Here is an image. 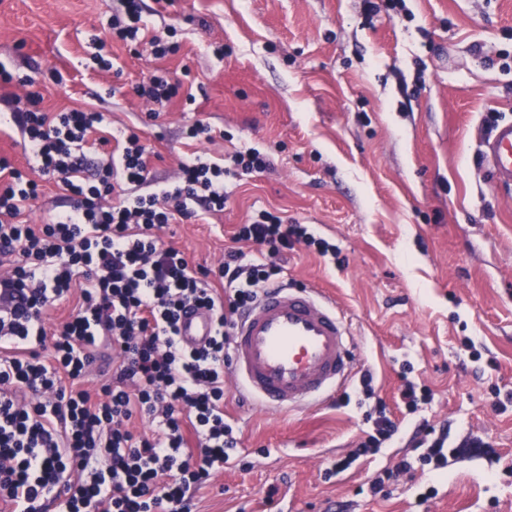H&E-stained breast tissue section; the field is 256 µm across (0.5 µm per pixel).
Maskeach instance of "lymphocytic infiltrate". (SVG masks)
Here are the masks:
<instances>
[{
	"instance_id": "1",
	"label": "lymphocytic infiltrate",
	"mask_w": 512,
	"mask_h": 512,
	"mask_svg": "<svg viewBox=\"0 0 512 512\" xmlns=\"http://www.w3.org/2000/svg\"><path fill=\"white\" fill-rule=\"evenodd\" d=\"M113 40L172 53L150 33L144 0H116ZM182 85L155 69L134 87L158 118ZM39 93L13 120L27 170L0 157V501L13 512H192L196 492L223 470L238 445L224 411V366L238 311L278 284L281 261L297 244L325 256L336 248L307 225L268 211L240 225L236 248L213 270H193L162 238L171 224L224 208V167L192 153L173 181L155 183L149 151L134 129L90 142L100 112H47ZM60 184L67 209H47L41 223L24 220L40 196L28 170ZM264 247L248 259L244 245ZM74 306L53 329L45 316L60 302ZM207 309L211 339L184 348L179 321ZM112 350V376L97 393L82 381L101 347ZM140 419L152 427L141 434ZM419 453L399 460L370 484L384 492L394 475L447 463V430L422 424Z\"/></svg>"
}]
</instances>
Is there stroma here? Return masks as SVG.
<instances>
[{
	"label": "stroma",
	"mask_w": 512,
	"mask_h": 512,
	"mask_svg": "<svg viewBox=\"0 0 512 512\" xmlns=\"http://www.w3.org/2000/svg\"><path fill=\"white\" fill-rule=\"evenodd\" d=\"M375 2L370 15L363 0H174L148 23L174 27L178 52L158 60L116 43L110 73L86 62L91 36L110 37L115 0H0V63L32 80L46 111L138 127L154 180L195 150L185 129L197 120L224 133L197 149L213 159L272 155L264 172L225 177L223 211L166 229L192 267L215 268L261 210L309 225L344 261L303 249L281 280L329 291L349 322V405L272 412L226 382L237 457L195 512H512V406H492L512 394V185L479 153L493 123L512 121V0H406L404 20ZM156 66L189 75L196 102L174 99L151 122L132 86ZM466 337L480 360L461 351ZM367 369L365 400L355 388ZM408 380L431 402L356 456L364 411L396 409ZM423 422L449 427L452 463L371 497L368 480L412 454ZM476 436L485 447H470ZM350 455L348 471L326 476Z\"/></svg>",
	"instance_id": "stroma-1"
}]
</instances>
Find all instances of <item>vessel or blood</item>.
Instances as JSON below:
<instances>
[{
    "mask_svg": "<svg viewBox=\"0 0 512 512\" xmlns=\"http://www.w3.org/2000/svg\"><path fill=\"white\" fill-rule=\"evenodd\" d=\"M496 178L512 183V123L497 125L484 143ZM203 309L183 314L184 346L204 344L212 335ZM232 373L267 410L289 412L335 392L352 361L350 331L326 295L303 288H274L262 294L233 330Z\"/></svg>",
    "mask_w": 512,
    "mask_h": 512,
    "instance_id": "obj_1",
    "label": "vessel or blood"
}]
</instances>
